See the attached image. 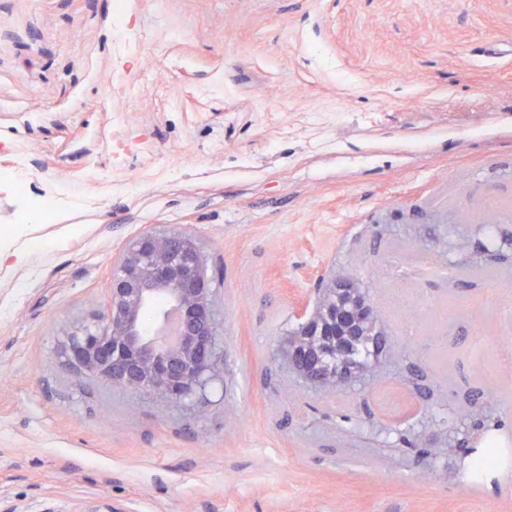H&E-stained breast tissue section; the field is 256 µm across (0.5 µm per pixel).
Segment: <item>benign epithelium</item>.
Here are the masks:
<instances>
[{
  "instance_id": "1",
  "label": "benign epithelium",
  "mask_w": 512,
  "mask_h": 512,
  "mask_svg": "<svg viewBox=\"0 0 512 512\" xmlns=\"http://www.w3.org/2000/svg\"><path fill=\"white\" fill-rule=\"evenodd\" d=\"M196 236L181 227L134 237L112 264L107 310L63 346L64 361L84 376L130 392L182 403L215 375L216 297ZM380 323L372 294L357 279L331 280L284 338L288 365L325 393L348 386L353 366L336 372L324 355L346 352Z\"/></svg>"
}]
</instances>
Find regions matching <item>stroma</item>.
I'll list each match as a JSON object with an SVG mask.
<instances>
[{"label": "stroma", "instance_id": "35a3bbf8", "mask_svg": "<svg viewBox=\"0 0 512 512\" xmlns=\"http://www.w3.org/2000/svg\"><path fill=\"white\" fill-rule=\"evenodd\" d=\"M111 2L0 0V168L64 200L0 185V512H512V463L469 476L512 454V0ZM174 226L218 291L183 404L61 356ZM333 276L390 344L327 396L280 348ZM36 164L26 153L16 154L12 160L11 170L7 174L13 181L14 189L29 200V207L37 221H50L64 205L63 201L49 190H35L31 180L35 174ZM28 252L12 241L5 238L0 241V267L21 266L28 260Z\"/></svg>", "mask_w": 512, "mask_h": 512}]
</instances>
